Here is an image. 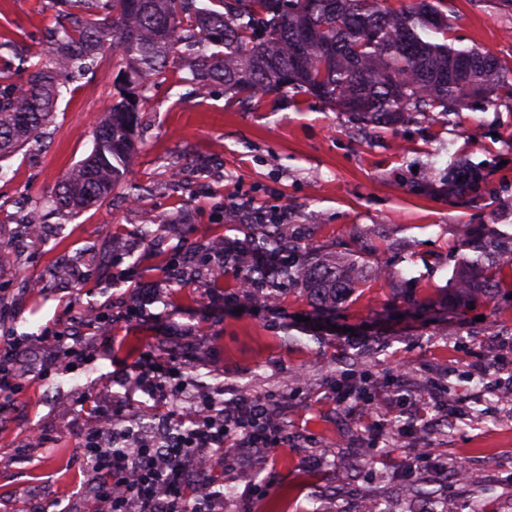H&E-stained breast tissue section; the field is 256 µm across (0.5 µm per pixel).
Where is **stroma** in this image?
Listing matches in <instances>:
<instances>
[{
    "mask_svg": "<svg viewBox=\"0 0 512 512\" xmlns=\"http://www.w3.org/2000/svg\"><path fill=\"white\" fill-rule=\"evenodd\" d=\"M445 12L449 44L500 65L490 104L361 130L290 88L257 106L189 84L181 53L142 97L127 176L141 199L115 191L23 243L28 212L90 154L120 58L103 49L66 82L42 147L0 159V245L14 253L0 264V335L27 340L24 387L0 410V512H83L82 428L128 391L139 347L165 353L192 392L221 403L246 388L273 405L288 444L228 449L208 483L233 489L223 512H354L359 496L387 512L421 501L429 512H512V403L499 398L512 387V295L473 303L454 286L467 237L512 224V0H447ZM59 20L55 0H0V83L17 81L19 59L38 61ZM452 160L481 166L485 181L452 190ZM243 198L287 211L297 253L354 238L369 247L334 314L295 283L271 302L243 295L233 268L205 264L208 244L251 229L226 220ZM117 265L147 282L146 316H127L139 296L113 278ZM381 266L393 277L379 278ZM50 329L62 340H45ZM77 336L85 358L66 357ZM365 374L373 431L336 393ZM419 442L443 478L407 469ZM459 466L488 478L461 483Z\"/></svg>",
    "mask_w": 512,
    "mask_h": 512,
    "instance_id": "35a3bbf8",
    "label": "stroma"
}]
</instances>
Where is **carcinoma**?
<instances>
[{
    "label": "carcinoma",
    "mask_w": 512,
    "mask_h": 512,
    "mask_svg": "<svg viewBox=\"0 0 512 512\" xmlns=\"http://www.w3.org/2000/svg\"><path fill=\"white\" fill-rule=\"evenodd\" d=\"M68 24L46 57L22 62L20 83L0 84V158L40 144L55 117L61 78L89 68L108 44L118 53L125 83L147 89L180 46L196 48L190 68L197 84H219L240 103L261 102L291 87L345 112L357 125L389 127L415 112H450L483 101L502 83L496 59L448 44L446 0H66ZM140 121L137 103L112 104L96 130L90 155L50 196L59 216L105 201L127 172ZM456 272L460 291L491 299L512 289L507 259L512 235L465 244ZM255 251L269 279L303 278L321 311L336 310V294L358 283L357 253L342 259H292L282 264L275 225Z\"/></svg>",
    "instance_id": "carcinoma-1"
}]
</instances>
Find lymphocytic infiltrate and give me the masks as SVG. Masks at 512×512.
I'll return each mask as SVG.
<instances>
[{
	"label": "lymphocytic infiltrate",
	"instance_id": "obj_1",
	"mask_svg": "<svg viewBox=\"0 0 512 512\" xmlns=\"http://www.w3.org/2000/svg\"><path fill=\"white\" fill-rule=\"evenodd\" d=\"M133 371L132 395L102 414L100 436L84 440L95 486L92 512H212L210 502L187 496L191 477H204L207 465L222 460L227 449L288 444L287 435L275 431L269 403L247 394L221 406L211 399L185 397L177 417L183 428L179 438H139L134 427L124 423L134 392L167 400L169 382L178 373L155 353L136 363ZM106 432L111 440H103Z\"/></svg>",
	"mask_w": 512,
	"mask_h": 512
}]
</instances>
